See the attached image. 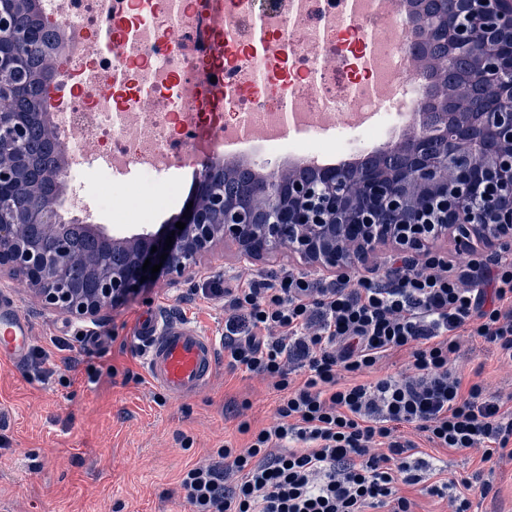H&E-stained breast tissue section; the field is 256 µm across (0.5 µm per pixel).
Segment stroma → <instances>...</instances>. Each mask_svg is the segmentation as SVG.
I'll use <instances>...</instances> for the list:
<instances>
[{"instance_id": "1", "label": "stroma", "mask_w": 512, "mask_h": 512, "mask_svg": "<svg viewBox=\"0 0 512 512\" xmlns=\"http://www.w3.org/2000/svg\"><path fill=\"white\" fill-rule=\"evenodd\" d=\"M197 177L193 168L156 173L130 165L111 175L107 196L91 207L92 221L119 220L125 236L146 224L167 237ZM300 266L285 251L248 260L227 242L201 261L197 275L174 284L147 280L134 298L104 307L92 325L49 312L21 275L0 271V293L29 320L32 347L48 353L46 362L22 367L0 362V512H185L183 471L214 462L225 441L244 445L241 423H275L277 394L263 375L230 370L221 360L208 389L167 397L144 376L135 326L154 310L221 336L224 302L199 294L206 279L229 282ZM83 347L90 357L70 367L68 357ZM453 366L480 373L488 394L512 393V363L485 346L463 345Z\"/></svg>"}]
</instances>
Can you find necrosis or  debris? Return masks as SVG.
<instances>
[{
  "instance_id": "1",
  "label": "necrosis or debris",
  "mask_w": 512,
  "mask_h": 512,
  "mask_svg": "<svg viewBox=\"0 0 512 512\" xmlns=\"http://www.w3.org/2000/svg\"><path fill=\"white\" fill-rule=\"evenodd\" d=\"M197 9L198 0H179L175 7L170 0H44V13L82 47L78 56L69 59L56 88L60 122L77 133L72 149L81 163L94 161L109 169L147 163L158 170L168 164L167 147L175 137L188 135L193 124H206V115L196 111L194 100L179 96L168 99L162 108L148 103L141 111H125L109 84L116 71L150 94L166 92L175 79L192 83L198 59L184 47L197 41ZM249 12L263 14L293 38L272 39L262 52L245 43L229 45L225 65L231 75L222 91L229 119L208 124L213 140L236 133L246 119L264 128L278 124L289 97L312 120L328 107L347 111L352 100L361 109H373L385 75L403 73V60L384 35L377 41L371 66H362L364 33L344 23V8L337 0H224L225 25ZM115 14L130 27L151 31V39L140 48L118 41L111 51L101 52L96 34ZM163 31L177 38L178 48L158 41ZM338 57L347 64L348 90L343 94L336 88V70L330 65ZM258 69L269 80L283 82V94L265 97L254 92L251 77Z\"/></svg>"
}]
</instances>
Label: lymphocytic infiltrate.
Returning a JSON list of instances; mask_svg holds the SVG:
<instances>
[{
  "instance_id": "lymphocytic-infiltrate-1",
  "label": "lymphocytic infiltrate",
  "mask_w": 512,
  "mask_h": 512,
  "mask_svg": "<svg viewBox=\"0 0 512 512\" xmlns=\"http://www.w3.org/2000/svg\"><path fill=\"white\" fill-rule=\"evenodd\" d=\"M202 295L224 301L228 367L271 378L279 422L241 425L245 446L184 472L190 512H415L405 490L421 483L437 497L456 486L455 512H475L512 462V394L448 368L469 340L512 361L511 249L489 266L400 254L353 280L286 270ZM400 354L409 372L372 376ZM407 426L415 439L400 435ZM437 449L482 466L451 480Z\"/></svg>"
}]
</instances>
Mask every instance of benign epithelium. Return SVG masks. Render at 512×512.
<instances>
[{"label": "benign epithelium", "mask_w": 512, "mask_h": 512, "mask_svg": "<svg viewBox=\"0 0 512 512\" xmlns=\"http://www.w3.org/2000/svg\"><path fill=\"white\" fill-rule=\"evenodd\" d=\"M445 6L454 16L453 39L463 55H474L493 35L512 32V0H445ZM16 12L17 0H0V269L20 273L46 308L69 320L94 322L103 307L139 293L145 260L162 263V273L177 281L226 240L248 259L286 250L341 276L378 244L392 241L416 255L449 228L465 252L486 229L503 245L512 243V152L502 151L512 144L509 38L487 58L479 77L489 95L481 123L461 124L445 140L418 147L385 180L368 170H332L313 181L273 172L248 190L251 210L246 211L218 188L213 174L221 161L209 159L201 164L196 201L183 219L185 228L175 230L172 248L155 245L146 226L117 237L103 225H92V243L79 252L53 233V216L65 201L44 189L48 159L70 151L69 142L53 134L33 143L25 136L29 113L20 109L25 99L46 98L63 69L44 59L43 76L26 77L50 25L41 20L15 29ZM463 143L475 154H495L494 166L459 165ZM480 204L489 223H460L462 210Z\"/></svg>", "instance_id": "7a95c632"}]
</instances>
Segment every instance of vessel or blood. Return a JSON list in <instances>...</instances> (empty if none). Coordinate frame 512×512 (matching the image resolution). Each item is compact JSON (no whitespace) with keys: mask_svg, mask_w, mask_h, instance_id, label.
I'll return each instance as SVG.
<instances>
[{"mask_svg":"<svg viewBox=\"0 0 512 512\" xmlns=\"http://www.w3.org/2000/svg\"><path fill=\"white\" fill-rule=\"evenodd\" d=\"M346 21L361 25L366 37H374L381 26L377 14L361 13L358 0H346ZM201 83L183 86L182 91L194 98L199 111H211L215 79L223 78V57L209 54ZM224 147L215 146L209 136H202L192 153L175 154V164L189 166L192 156L214 158L224 154ZM135 339L143 361L146 379L172 398H184L206 390L217 366L219 344L216 337L204 334L188 320L161 323L153 316H144L137 327ZM31 345V325L9 299L0 300V361L23 365Z\"/></svg>","mask_w":512,"mask_h":512,"instance_id":"1","label":"vessel or blood"}]
</instances>
